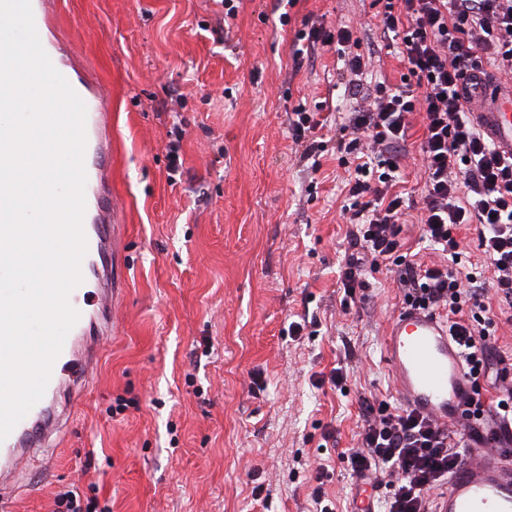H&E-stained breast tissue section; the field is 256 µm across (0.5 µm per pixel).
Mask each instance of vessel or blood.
Instances as JSON below:
<instances>
[{
    "instance_id": "1",
    "label": "vessel or blood",
    "mask_w": 512,
    "mask_h": 512,
    "mask_svg": "<svg viewBox=\"0 0 512 512\" xmlns=\"http://www.w3.org/2000/svg\"><path fill=\"white\" fill-rule=\"evenodd\" d=\"M59 0H31L37 29L56 70L86 105L85 213L87 252L83 280L69 296L80 317L55 360L43 397L0 442V497L11 488L16 465L34 450L48 448L61 428L59 400L77 404L78 387L98 365L103 340L110 336L123 295L124 246L120 225L112 221V135L108 98L100 83L80 68L57 23ZM485 104L472 118L496 149L512 155V96L501 98L487 87ZM386 363L402 404L465 433L469 458L449 477L437 512H512V452L492 441L494 420L475 423L466 412L473 394L461 355L449 337L448 323L432 311L410 307L391 321Z\"/></svg>"
}]
</instances>
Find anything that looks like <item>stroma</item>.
<instances>
[{"label": "stroma", "mask_w": 512, "mask_h": 512, "mask_svg": "<svg viewBox=\"0 0 512 512\" xmlns=\"http://www.w3.org/2000/svg\"><path fill=\"white\" fill-rule=\"evenodd\" d=\"M59 2L75 57L110 91L126 293L51 466L29 465L12 512H53L69 485L97 512H316L318 491L353 512L346 453L366 406L401 405L385 345L405 297L380 265L345 302L354 167L336 125L353 101L336 52L302 35L349 27L366 81L400 86L380 0ZM299 108L320 123L314 164L292 135ZM423 134L411 115L396 188L415 197ZM400 229L408 261L446 264L415 211Z\"/></svg>", "instance_id": "1"}]
</instances>
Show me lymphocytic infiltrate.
<instances>
[{"label":"lymphocytic infiltrate","mask_w":512,"mask_h":512,"mask_svg":"<svg viewBox=\"0 0 512 512\" xmlns=\"http://www.w3.org/2000/svg\"><path fill=\"white\" fill-rule=\"evenodd\" d=\"M384 33L400 34L407 72L403 85L363 83L364 62L352 54V32L314 30L312 43L335 44L357 101L336 143L342 156L367 152L348 182L344 207L355 248L341 269L346 294L361 287L365 266L394 264L408 304L448 313L452 340L472 382L490 368L487 340L495 321L480 300L491 283L501 305L512 310V158L500 154L476 128L468 105L478 84L467 75L484 72L485 60L512 71V0H382ZM421 113L425 182L420 222L425 238L448 253L452 268H420L404 262L399 223L408 205L394 192V154L406 139L409 117ZM480 227L485 268L463 265L457 238L461 225ZM351 470L366 479L385 475L388 512H429L427 495L448 481L462 456L455 436L429 416L379 406L368 414Z\"/></svg>","instance_id":"1"}]
</instances>
